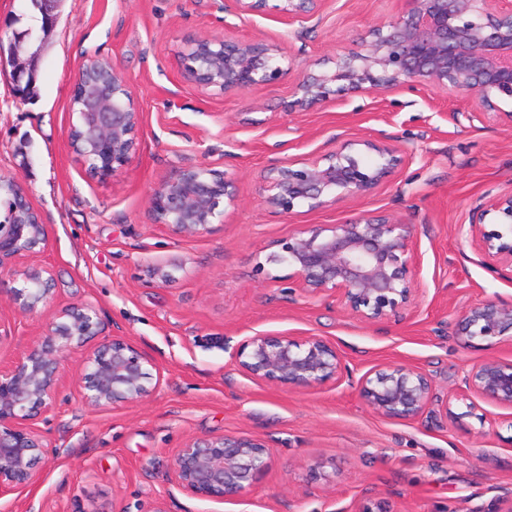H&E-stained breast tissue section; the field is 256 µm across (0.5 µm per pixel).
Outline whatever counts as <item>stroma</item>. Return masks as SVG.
<instances>
[{
    "mask_svg": "<svg viewBox=\"0 0 512 512\" xmlns=\"http://www.w3.org/2000/svg\"><path fill=\"white\" fill-rule=\"evenodd\" d=\"M397 0H328L315 27L276 15L218 11L216 0H63L36 65L37 96L22 101L0 73V177L17 179L48 226L43 251L18 269L52 265V308L20 313L0 280V367L44 335L55 309L93 306L105 336L150 355L153 393L134 404L87 406L80 355L61 363L50 413L37 420L50 446L35 483L0 497V512H506L512 506V409L467 389L474 362L512 359V338L478 346L455 334L460 311L512 300V272H492L466 235L488 192L512 187V130L455 126L469 100L446 91L357 93L297 112L283 107L291 80L224 97L185 82L186 38L227 34L282 42L314 64L392 19ZM113 64L143 114L139 147L112 177L89 175L69 146V98L87 57ZM398 135L406 161L363 199L282 214L265 200L272 164L329 150L337 136ZM225 171L238 203L210 234L178 239L155 224L151 192L186 167ZM364 211L415 224L420 265L414 309L367 324L336 300L288 289L289 268L269 262L275 241ZM321 336L347 364L340 379L307 390L250 380L236 364L246 337ZM385 363L418 368L434 391L411 420L373 413L356 384ZM248 435L272 450L240 501L196 498L169 478L186 441Z\"/></svg>",
    "mask_w": 512,
    "mask_h": 512,
    "instance_id": "1",
    "label": "stroma"
}]
</instances>
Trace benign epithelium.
Wrapping results in <instances>:
<instances>
[{"label":"benign epithelium","instance_id":"7a95c632","mask_svg":"<svg viewBox=\"0 0 512 512\" xmlns=\"http://www.w3.org/2000/svg\"><path fill=\"white\" fill-rule=\"evenodd\" d=\"M239 17L260 13L322 22L326 0H233ZM401 8L387 22L371 27L359 49L333 58L334 71L298 68L277 42L227 35L192 37L178 55L182 77L201 92L242 94L296 73L289 110L342 100L359 91L441 89L473 100L464 117L491 119L512 129V0H399ZM42 45L30 44L26 32H14L9 48L0 49V70L19 86L35 80ZM111 73L112 83L93 90L88 109L74 113L72 150L91 176L106 179L122 170L137 150L143 115L125 77L96 57L79 68L72 93L83 92V78L93 70ZM373 151L372 163L363 159ZM396 135L382 142L336 139V146L278 161L265 177L263 191L279 212L305 205L319 210L342 198H360L389 182L404 164ZM10 195V223L0 224V280L15 274L23 256L41 252L48 233L39 212L15 179L0 178ZM236 203L234 178L228 173L189 167L153 190L149 208L154 223L177 238L213 232L226 209ZM495 229L488 231L486 225ZM471 246L493 269L512 270V187L483 196L469 213ZM416 225L394 214L363 213L337 224L312 225L278 243L269 260L293 270L295 287L308 297L336 300L347 314L372 323L410 312L416 304ZM15 290L19 311L33 313L53 304L56 271L46 264L21 273ZM512 333V301L491 300L462 311L456 335L465 344ZM83 357L80 377L86 405L105 409L142 401L153 391V359L132 343L102 336L96 310L88 305L55 313L48 332L34 340L9 370H0V496L31 486L35 466L49 447L33 421L52 407L61 381L62 359ZM246 377L276 386L309 389L340 379L347 366L336 344L320 337L288 334L247 337L236 353ZM468 389L491 403L512 407V359H486L473 366ZM363 402L385 418L414 419L433 396V385L418 368L389 363L358 381ZM271 449L241 435L194 438L172 460L175 484L205 500L244 498L266 470Z\"/></svg>","mask_w":512,"mask_h":512}]
</instances>
